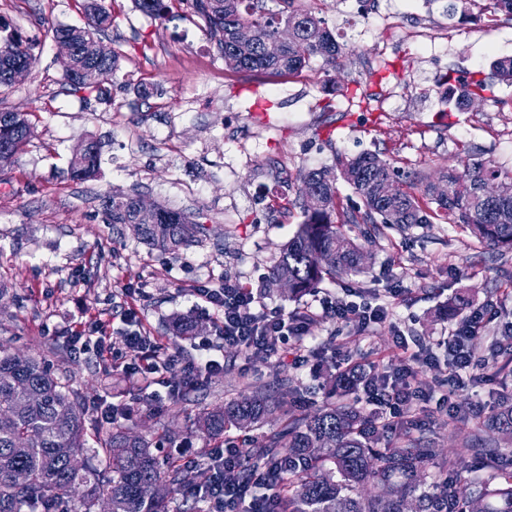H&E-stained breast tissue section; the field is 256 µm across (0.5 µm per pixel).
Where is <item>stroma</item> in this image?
Returning a JSON list of instances; mask_svg holds the SVG:
<instances>
[{"label":"stroma","instance_id":"1","mask_svg":"<svg viewBox=\"0 0 512 512\" xmlns=\"http://www.w3.org/2000/svg\"><path fill=\"white\" fill-rule=\"evenodd\" d=\"M356 2L307 0L344 44V54L334 68L316 60L304 79L281 81L227 70L189 5L161 22L135 11L132 0H105L112 26L104 39L122 58L96 95L65 85V57L52 37L54 27L81 22L82 0H0V16L35 43L37 57L24 80L0 88V109L26 113L34 130L14 165L0 174V347L50 363L62 383L84 396L96 426H106L107 410L117 405L119 424L145 438L162 425L179 431L173 449L194 464L200 490L211 476L206 441L182 432L204 409L285 377L294 410L315 411L328 401L327 376L343 359L379 372L399 369V336L444 357L443 342L455 323L440 308L451 298L488 312L470 343L478 356L497 351L512 325V250L480 245L441 221L381 235L365 224L353 226L372 255L368 269L324 280L319 289L348 300L380 298L391 315L365 333L319 317L309 343L321 353L304 365L276 354L244 361L195 305L192 288L227 279L289 312L312 302L309 294L266 293L262 279L303 220L294 204L300 173L331 166L336 154L376 152L392 166L432 178L471 157L512 171V85L495 83L496 101L447 112L438 84L450 73L479 70L491 77L495 59L512 57V22L501 20L492 31L476 26L487 0H473L466 13L455 15L446 11L448 0H379L397 21L371 35L363 31ZM420 16L455 32L438 55L422 53L404 34ZM386 63L395 71L383 87L398 92L399 111L347 98V87L371 90L370 73ZM90 138L101 146L99 174L73 180L72 150ZM259 187L291 200L290 213L271 210L270 198L256 196ZM112 194L145 196L185 212L207 231L178 253L153 249L129 225L105 222L102 203ZM139 284L145 294L135 293ZM130 306L147 336L169 353L196 358L210 342L223 373L185 397L173 391L170 372L158 373L147 388L119 379L114 360L133 356L119 332L120 313ZM85 315L110 322V357L72 348L71 328ZM177 317L200 320L205 328L186 339L176 336L171 323ZM416 384L428 401L413 436L443 452L455 449L456 468L489 478L482 425L501 398H512V364L477 374L457 392L454 419L443 402L453 384L449 369L421 366ZM476 404L477 417L471 412Z\"/></svg>","mask_w":512,"mask_h":512}]
</instances>
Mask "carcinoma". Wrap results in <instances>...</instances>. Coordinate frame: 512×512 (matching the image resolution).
<instances>
[{"label":"carcinoma","instance_id":"carcinoma-1","mask_svg":"<svg viewBox=\"0 0 512 512\" xmlns=\"http://www.w3.org/2000/svg\"><path fill=\"white\" fill-rule=\"evenodd\" d=\"M204 23L205 30L224 66L236 72H256L286 80L314 58L336 67L341 45L325 22L305 6V0H273L276 8L261 0H133L142 15L162 21L185 2ZM84 25H60L53 37L81 46L94 33L112 25V16L99 0L83 5ZM294 25L296 36L279 52L267 44L285 23ZM240 26H249L255 39L236 41ZM32 66L29 42L0 37V86L14 83L11 67L17 61ZM79 73L65 77L75 91H98L100 84L119 67V54L101 40L95 58L76 60ZM494 75L512 83V59L492 62ZM449 85L444 100L459 112L469 109L473 97H484L491 85L471 72L463 79H444ZM32 135L24 114L0 111V145L11 156L0 172L11 167ZM99 171V145L87 140L72 153L70 176L90 180ZM398 178L397 170L379 154H336L335 166L300 175L313 185V199H301L304 220L279 259L265 276L264 288L277 290L278 279L288 277V297L297 299L313 291L326 278L360 274L369 254L346 231L349 224H369L382 233L391 226L408 227L444 219L472 239L496 249H512V174L502 172L492 160L467 161L460 171L450 170L419 187L411 182L387 201L379 185ZM343 180L359 198L352 210L340 208L337 181ZM486 179L503 184L495 200H485L480 186ZM110 224H138L141 239L166 252L193 243L204 225L166 206L157 207L152 222L139 217L137 197L114 195L103 203ZM334 391L342 400L330 402L313 413L296 415L284 397L274 392L253 391L208 411L193 423L207 440L224 445L226 431L234 427L258 429L279 414L282 425L263 436L261 443L242 456L233 476L249 481L262 473L279 484L278 512H403L407 494L418 490L421 469L437 457V449L406 436L398 445L377 449L378 428L373 412L344 400L372 378L334 373ZM490 436H512V399L497 405L484 423ZM88 425L84 397L65 386L38 359L0 349V512H96L106 500L111 512H172L170 494L192 485L180 460L161 455L150 441L114 426L99 435L97 448H87ZM487 464L495 470L489 481L468 488L461 473L438 492L422 491L415 497L418 512H469L470 502L480 499L485 512H512V471L499 465L497 449H487ZM79 458L83 465L74 468ZM25 473L18 483L14 474ZM382 486L377 495L360 488L368 482Z\"/></svg>","mask_w":512,"mask_h":512}]
</instances>
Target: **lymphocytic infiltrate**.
<instances>
[{
	"label": "lymphocytic infiltrate",
	"mask_w": 512,
	"mask_h": 512,
	"mask_svg": "<svg viewBox=\"0 0 512 512\" xmlns=\"http://www.w3.org/2000/svg\"><path fill=\"white\" fill-rule=\"evenodd\" d=\"M193 294L212 309L214 332L225 344L238 347L249 358L286 350L297 364L307 360L304 340L311 334L316 313L329 314L346 323H357L363 328L388 317L386 306L377 301H345L328 295L319 297V311L306 308L288 313L260 304L252 289L231 279L225 280L218 288L198 286L194 288ZM134 317V311L129 309L120 315L121 322L126 326L125 343L139 355L137 362L123 361L118 365L119 370L130 379L146 380L165 370L178 372L180 382L188 384L198 377H211L223 372V364L216 359L207 357L184 364L175 356H162L160 346L154 345L150 337L131 329ZM483 320V310L470 311L458 321L445 342L448 354L446 365L457 374L455 388L466 386L463 371H474L483 366L468 346ZM397 349L404 361L403 368L374 384L368 396L369 402L380 409L384 424L390 427L400 425L424 398L413 379L415 364L426 363V356L422 351L411 350L404 340L398 343ZM239 456V449L229 448L225 450L223 458L214 459L210 464L212 480L204 495L210 501L212 512H239L245 504L249 505L251 512H272L270 502L253 500L251 485L225 476L224 463H236Z\"/></svg>",
	"instance_id": "1"
}]
</instances>
